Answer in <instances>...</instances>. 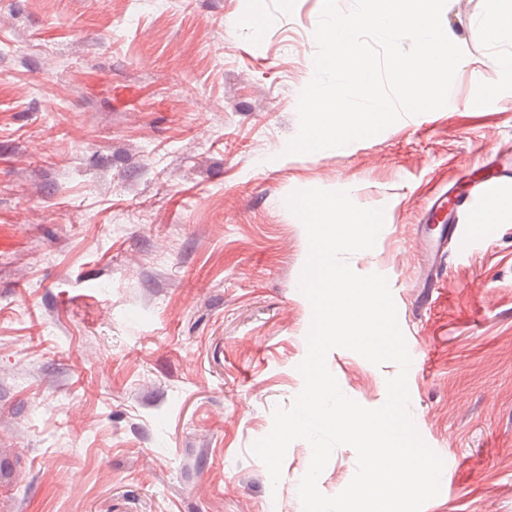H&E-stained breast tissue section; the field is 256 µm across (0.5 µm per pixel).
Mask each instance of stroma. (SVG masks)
Returning a JSON list of instances; mask_svg holds the SVG:
<instances>
[{
    "label": "stroma",
    "instance_id": "1",
    "mask_svg": "<svg viewBox=\"0 0 512 512\" xmlns=\"http://www.w3.org/2000/svg\"><path fill=\"white\" fill-rule=\"evenodd\" d=\"M323 0H5L0 5V512H303L311 460L279 483L253 454L304 379L308 256L299 186L383 211L373 249L414 359L409 414L448 468L422 512H512V218L466 224L512 160V85L492 80L480 19L448 0L466 55L445 107L373 138L290 154ZM368 408L399 366L336 348ZM356 452L318 479L340 493Z\"/></svg>",
    "mask_w": 512,
    "mask_h": 512
}]
</instances>
